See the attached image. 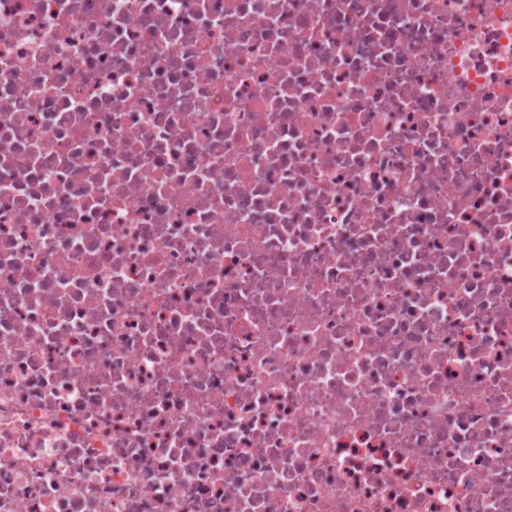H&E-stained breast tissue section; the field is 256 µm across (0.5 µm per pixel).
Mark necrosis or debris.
<instances>
[{"instance_id":"necrosis-or-debris-1","label":"necrosis or debris","mask_w":512,"mask_h":512,"mask_svg":"<svg viewBox=\"0 0 512 512\" xmlns=\"http://www.w3.org/2000/svg\"><path fill=\"white\" fill-rule=\"evenodd\" d=\"M0 512H512V0H0Z\"/></svg>"}]
</instances>
